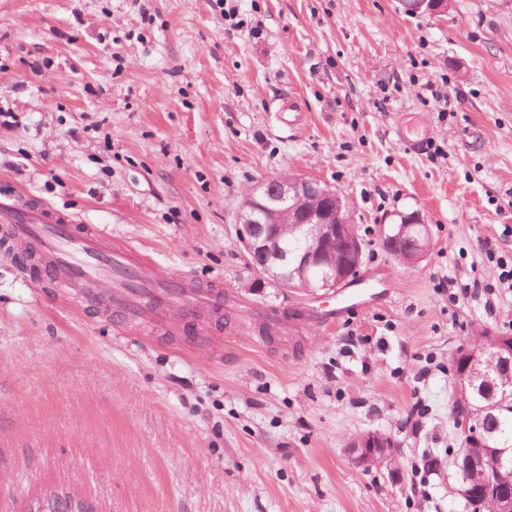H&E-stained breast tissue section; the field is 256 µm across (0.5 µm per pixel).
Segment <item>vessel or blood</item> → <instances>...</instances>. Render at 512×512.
<instances>
[{
  "instance_id": "1",
  "label": "vessel or blood",
  "mask_w": 512,
  "mask_h": 512,
  "mask_svg": "<svg viewBox=\"0 0 512 512\" xmlns=\"http://www.w3.org/2000/svg\"><path fill=\"white\" fill-rule=\"evenodd\" d=\"M0 223L35 253L48 258L49 275L58 283L80 289L87 303L107 302L128 320L149 318L157 307L179 301L186 311L198 304L221 307L224 294L215 286L174 287L164 278L146 277L127 255L104 247L98 228L77 221L36 198L0 195Z\"/></svg>"
}]
</instances>
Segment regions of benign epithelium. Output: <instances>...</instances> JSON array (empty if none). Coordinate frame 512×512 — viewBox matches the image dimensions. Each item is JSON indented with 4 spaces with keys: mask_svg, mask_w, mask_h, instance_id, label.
Returning <instances> with one entry per match:
<instances>
[{
    "mask_svg": "<svg viewBox=\"0 0 512 512\" xmlns=\"http://www.w3.org/2000/svg\"><path fill=\"white\" fill-rule=\"evenodd\" d=\"M428 2L431 13L448 12V0H404V8L417 12ZM274 181L271 194L265 180L252 185L238 209L237 234L245 253L263 278L280 279L288 288L310 293L336 291L362 261V244L350 211L336 191L314 179L280 176ZM290 227L308 230L303 245L291 252L283 244ZM382 237L387 251L407 265H416L428 255V225L417 214L382 230ZM489 340L503 376L501 392L507 397L512 394V336L491 333ZM458 427L460 438L468 440L467 450L482 447L483 432L478 425L460 417ZM351 446L363 467L394 465L395 440L390 435L368 432L355 438ZM485 459L488 467L498 470L512 463V448H494ZM486 498L494 501L495 512H512V491L504 493L491 484ZM24 512L99 510L90 498L50 488L28 499Z\"/></svg>",
    "mask_w": 512,
    "mask_h": 512,
    "instance_id": "benign-epithelium-1",
    "label": "benign epithelium"
}]
</instances>
